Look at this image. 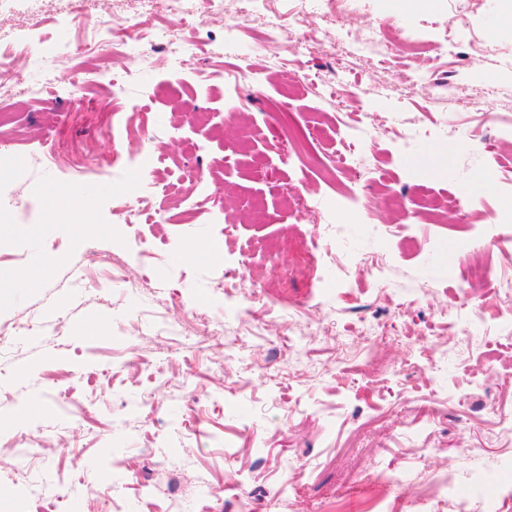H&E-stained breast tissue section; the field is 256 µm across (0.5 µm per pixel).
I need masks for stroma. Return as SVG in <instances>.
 Returning a JSON list of instances; mask_svg holds the SVG:
<instances>
[{"label": "stroma", "mask_w": 512, "mask_h": 512, "mask_svg": "<svg viewBox=\"0 0 512 512\" xmlns=\"http://www.w3.org/2000/svg\"><path fill=\"white\" fill-rule=\"evenodd\" d=\"M281 12L305 10L315 35L309 48L281 37L266 41L264 28L243 31L223 57L210 50L224 39L206 0L190 16L162 14L163 23L204 43V54L173 69L161 53L109 54L106 71L138 73L137 83L113 94L108 83L76 89L72 60L49 74L45 91L18 100L0 122L9 138L0 148V190L23 202L0 213V269L28 274L24 295L0 287V512H40L17 469L71 488L80 512L101 501L133 505L137 512H169L144 498L135 469L163 480V468H184L194 478L179 492L178 512H198L197 496L215 491L219 512H324L336 502L359 512L363 498L348 478L357 451L376 471L394 476L392 496L409 499L420 470L454 476L469 492L479 476L485 495L512 479L504 460L512 438L501 434L491 405L512 410V315L479 324L462 339L470 312L456 309L455 290L472 263L492 265L512 278V258L497 238L512 231L499 210L512 196V36L492 30L512 19V0H418L402 11L397 0H355L349 31L396 17L425 57L418 83L404 90V60L378 66L332 51L338 24L301 0H280ZM463 27L454 55L439 56L448 16ZM96 28L62 30L45 12L32 30L21 14L0 15V43H16L17 67L29 66L23 45L33 35L43 46L85 41ZM485 50L470 51L473 40ZM279 68L264 65L268 53ZM346 84L343 104L313 90L292 87L290 67ZM228 70L207 87L198 71ZM236 70L253 72L235 83ZM469 93L493 82L500 119L488 125L471 151L450 139L416 138L402 144L407 122L451 126L471 133L472 113L448 107V84ZM288 102L290 124L280 117ZM235 122H227V111ZM362 120L361 159L338 166L351 139L340 115ZM114 135H107L106 123ZM153 129L157 179L169 187L163 224H127L122 209L131 184L113 180V137L126 153L141 152L140 125ZM318 129L301 147L289 125ZM491 182L470 223L423 218L386 203L397 193L448 201L468 190L489 168ZM203 172L212 187L181 178ZM366 214L337 224L336 210L353 198ZM95 199V214L76 213L74 199ZM206 241L214 253L188 255ZM383 252L391 286L373 288L361 264ZM53 256L42 269L37 255ZM123 259L127 278L113 281L112 261ZM437 281L441 292L424 294ZM257 301H240V287ZM340 288L354 289L348 303ZM224 326L223 343L180 351L190 310ZM351 330L356 352L338 335L311 336L288 349L284 335L322 327L325 317ZM31 317L35 341L14 336L11 324ZM392 324L394 340L366 336V323ZM141 362L138 370L127 369ZM151 408L140 406L143 392ZM31 403L26 421L14 415ZM480 449L460 458L455 448ZM99 489L98 501L85 484Z\"/></svg>", "instance_id": "1"}]
</instances>
